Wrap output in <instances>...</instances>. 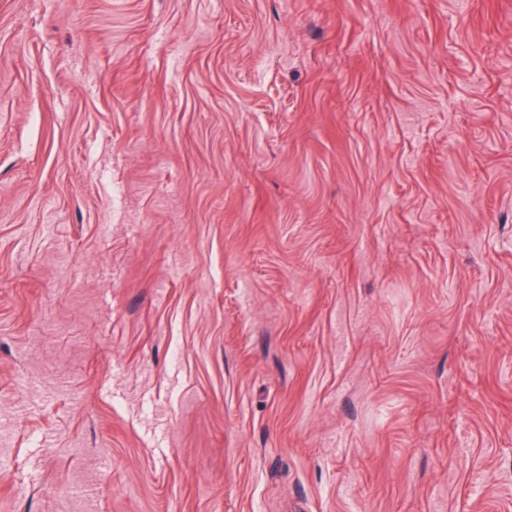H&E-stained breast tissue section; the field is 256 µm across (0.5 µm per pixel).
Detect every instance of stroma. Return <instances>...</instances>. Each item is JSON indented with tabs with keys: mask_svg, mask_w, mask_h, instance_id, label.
I'll use <instances>...</instances> for the list:
<instances>
[{
	"mask_svg": "<svg viewBox=\"0 0 512 512\" xmlns=\"http://www.w3.org/2000/svg\"><path fill=\"white\" fill-rule=\"evenodd\" d=\"M0 512H512V0H0Z\"/></svg>",
	"mask_w": 512,
	"mask_h": 512,
	"instance_id": "obj_1",
	"label": "stroma"
}]
</instances>
